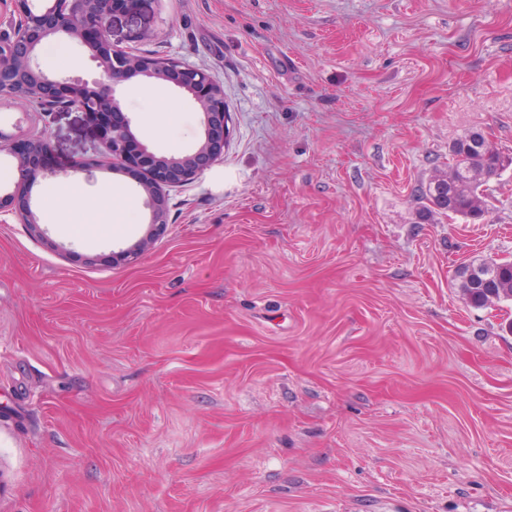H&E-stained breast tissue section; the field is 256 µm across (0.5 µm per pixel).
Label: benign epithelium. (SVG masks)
<instances>
[{
	"mask_svg": "<svg viewBox=\"0 0 512 512\" xmlns=\"http://www.w3.org/2000/svg\"><path fill=\"white\" fill-rule=\"evenodd\" d=\"M127 0H10L19 22L0 34V102H25L44 114L77 109L101 126L109 166L135 169L144 174L150 229L146 237L121 251L120 260L132 263L167 223L166 191L193 182L224 161L229 128L224 88L209 73L175 59L160 60L119 49L106 37L108 22ZM53 42H78L102 68L107 80L91 83L70 76H52L41 67L44 48ZM134 77L158 82L188 93L201 114L202 140L181 156L158 155L139 144L131 121L121 112L117 89ZM48 141L0 130V154L10 156L18 172L14 190L0 195V213L14 214L22 224L42 236L44 231L29 203V173L33 159L45 154Z\"/></svg>",
	"mask_w": 512,
	"mask_h": 512,
	"instance_id": "benign-epithelium-1",
	"label": "benign epithelium"
}]
</instances>
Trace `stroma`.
I'll list each match as a JSON object with an SVG mask.
<instances>
[{"label": "stroma", "mask_w": 512, "mask_h": 512, "mask_svg": "<svg viewBox=\"0 0 512 512\" xmlns=\"http://www.w3.org/2000/svg\"><path fill=\"white\" fill-rule=\"evenodd\" d=\"M108 37L208 71L230 138L129 264L134 173L77 183L140 223L49 220L95 124L0 105L50 145L47 237L0 214V512H512V303L455 280L512 260V166L482 219L416 204L459 136L512 156V0H129ZM41 65L104 77L77 43ZM143 86L120 93L137 139L195 149L191 96ZM511 260L486 257L475 259L457 270L459 278L458 288L461 289L467 302L477 308L495 307L501 302L512 301V273ZM471 269L481 278L478 285L485 281L491 288H470L463 277ZM509 273L511 277H509Z\"/></svg>", "instance_id": "1"}]
</instances>
